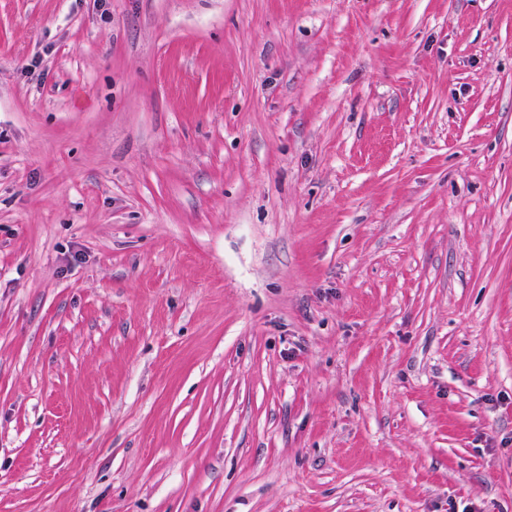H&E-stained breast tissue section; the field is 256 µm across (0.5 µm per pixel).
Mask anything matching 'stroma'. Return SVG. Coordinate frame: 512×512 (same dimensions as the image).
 Wrapping results in <instances>:
<instances>
[{
	"mask_svg": "<svg viewBox=\"0 0 512 512\" xmlns=\"http://www.w3.org/2000/svg\"><path fill=\"white\" fill-rule=\"evenodd\" d=\"M0 512H512V0H0Z\"/></svg>",
	"mask_w": 512,
	"mask_h": 512,
	"instance_id": "1",
	"label": "stroma"
}]
</instances>
